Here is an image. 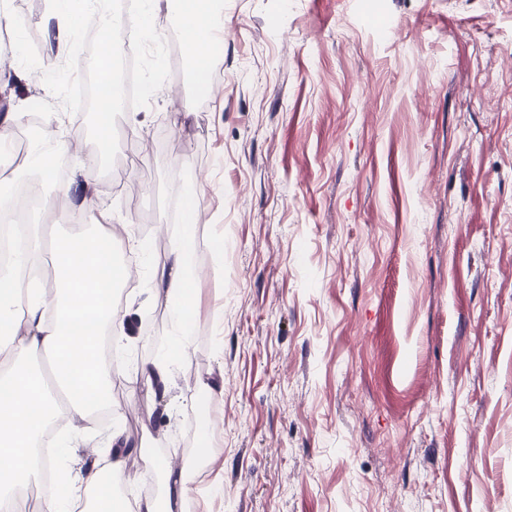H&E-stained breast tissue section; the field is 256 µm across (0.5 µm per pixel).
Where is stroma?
I'll use <instances>...</instances> for the list:
<instances>
[{"label":"stroma","mask_w":512,"mask_h":512,"mask_svg":"<svg viewBox=\"0 0 512 512\" xmlns=\"http://www.w3.org/2000/svg\"><path fill=\"white\" fill-rule=\"evenodd\" d=\"M218 41L200 106L173 74L117 117L129 183L80 165L86 117L37 73L0 83V114L24 115L15 140L59 111L77 150L60 176L17 157L0 179L56 204L62 182L87 187L97 209L61 229L111 210L124 261L132 233L163 264L183 190L211 182L178 382L220 374L224 395L168 415L113 369L133 410L99 420L98 441L118 426L147 444L121 494H161L144 459L174 450L188 512H512V0H228ZM137 281L120 305L142 363L170 322L140 303L146 268Z\"/></svg>","instance_id":"obj_1"}]
</instances>
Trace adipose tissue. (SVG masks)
Wrapping results in <instances>:
<instances>
[{"instance_id":"adipose-tissue-1","label":"adipose tissue","mask_w":512,"mask_h":512,"mask_svg":"<svg viewBox=\"0 0 512 512\" xmlns=\"http://www.w3.org/2000/svg\"><path fill=\"white\" fill-rule=\"evenodd\" d=\"M52 29L56 53L45 56L40 67L52 74L60 55L70 53L80 20L72 0H53ZM60 113H46L30 143L29 164L43 174L55 172L65 145ZM94 228L74 226L71 232L50 238L54 255L51 276L23 279L38 247L33 235L16 244L12 262L0 268V512H13L18 487L39 480L44 472L59 480L45 489L39 512H75L85 501L89 512H123L117 488L127 482L125 458L133 451L122 432L108 440L112 452L103 461L73 469L77 448L95 442L96 413L112 405V378L98 361V339L109 336L113 348L128 349L123 334L126 314L116 297L125 285L126 270L108 225L110 212L99 214ZM197 226L192 207H185L183 222L166 262L154 269L159 282L148 296L151 304H164L170 315V338L148 364L137 367L135 380L145 381L164 409L194 401L205 389L223 395L217 380L197 379L193 393L175 394V370L187 358L195 309L194 288L200 274L192 259L197 248ZM42 358L55 376L48 388L42 374L31 370L26 357ZM64 422L52 455H37L48 426ZM166 476L162 496L142 497L136 512H184L189 498L185 469L155 461Z\"/></svg>"}]
</instances>
